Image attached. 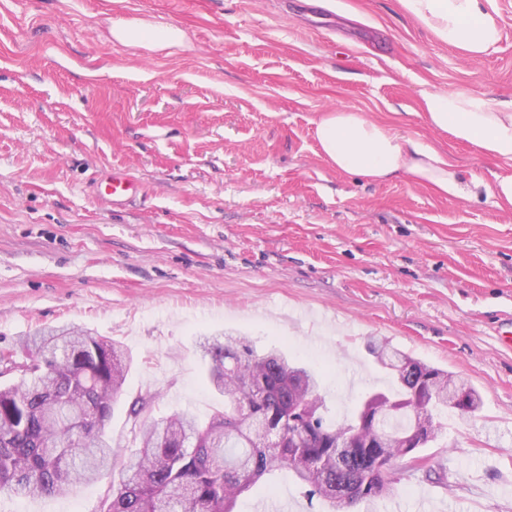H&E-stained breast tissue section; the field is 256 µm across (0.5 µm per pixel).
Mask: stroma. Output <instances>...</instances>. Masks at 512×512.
<instances>
[{
  "mask_svg": "<svg viewBox=\"0 0 512 512\" xmlns=\"http://www.w3.org/2000/svg\"><path fill=\"white\" fill-rule=\"evenodd\" d=\"M502 39L469 58L399 0H0V351L24 358L38 330L79 327L133 363L106 427L112 477L63 496L0 494V512H100L151 420H209L224 399L199 344L217 334L276 348L321 373L325 417L350 418L395 385L379 338L473 386L470 419L439 415L420 448L435 469L403 476L384 512H512V212L401 175L345 174L316 121L364 113L492 179L501 161L424 120V91L512 102V0H488ZM179 27L181 45L112 38L117 22ZM110 170L145 192L112 209L92 191ZM321 512L286 473L242 494Z\"/></svg>",
  "mask_w": 512,
  "mask_h": 512,
  "instance_id": "obj_1",
  "label": "stroma"
}]
</instances>
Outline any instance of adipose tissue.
Segmentation results:
<instances>
[{
	"label": "adipose tissue",
	"instance_id": "obj_1",
	"mask_svg": "<svg viewBox=\"0 0 512 512\" xmlns=\"http://www.w3.org/2000/svg\"><path fill=\"white\" fill-rule=\"evenodd\" d=\"M405 11L423 27L462 54L478 57L495 49L501 30L485 9V0H400ZM112 36L118 43L147 48L180 45L183 33L173 26L117 23ZM425 118L435 130L460 144L504 161L493 181L478 173L462 176L434 146L405 138L363 113L339 109L316 124L315 137L326 159L338 171L376 182L403 174L458 199L487 197L512 211V104L465 91L433 90L423 95Z\"/></svg>",
	"mask_w": 512,
	"mask_h": 512
}]
</instances>
